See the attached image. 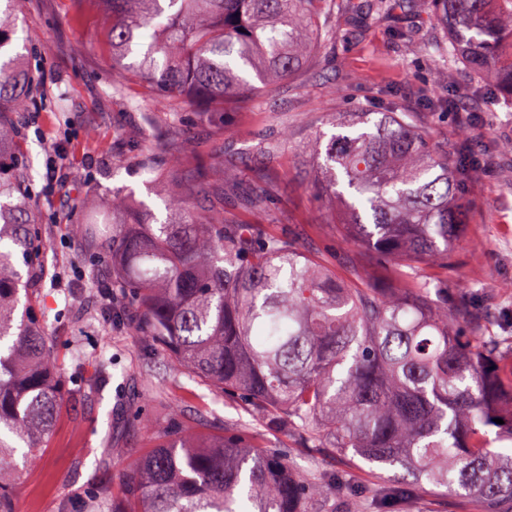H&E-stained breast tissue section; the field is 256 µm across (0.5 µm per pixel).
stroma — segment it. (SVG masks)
Masks as SVG:
<instances>
[{
	"label": "stroma",
	"instance_id": "35a3bbf8",
	"mask_svg": "<svg viewBox=\"0 0 512 512\" xmlns=\"http://www.w3.org/2000/svg\"><path fill=\"white\" fill-rule=\"evenodd\" d=\"M74 0H22L15 45L48 95L18 117L23 148L32 168L30 205L44 221V288L33 295L35 311L50 329H63L54 346L66 401L39 460L16 453L19 476L13 486L17 512H57L61 502L91 499V477L99 466L111 473L109 500L123 507V489L137 458L175 433L206 437L240 432L266 444L289 448L299 469H307L311 449L280 436H261L245 402L221 397L180 371L167 353L147 349L135 315L123 327L102 316L100 290L64 297V285L97 276L111 281L99 244L73 236L72 225L100 211L113 188L130 192L164 216L170 191L165 180L177 170L193 202L201 208L223 204L241 220L258 219L269 231L287 229L305 248L343 279L361 275L391 281L386 264L346 240L327 223L328 203L311 185L312 170L302 147L316 132H330L341 112L391 108L410 113L440 144L466 142L481 164L461 182L459 194L469 224L448 273V300L467 299L482 318L480 327L498 336L512 334V103L490 87L475 88L464 67L445 71L433 54L397 40L408 28L432 42L443 39L420 0L375 18L368 0H337L330 23L335 43L314 54L293 78L268 87L257 84L248 107L199 112L154 94L125 65L106 62L95 50L99 20L76 21ZM141 103L129 112L112 99L113 81ZM466 91L481 101V125L462 130L447 109H425L430 89ZM161 123L156 142L157 173H139L132 163L149 120ZM287 127L283 163L261 177L245 170L263 135ZM68 156L54 177L46 159L58 147ZM262 192L263 212L233 204L234 195ZM109 363L104 391L88 386L99 360Z\"/></svg>",
	"mask_w": 512,
	"mask_h": 512
}]
</instances>
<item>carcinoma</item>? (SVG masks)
I'll use <instances>...</instances> for the list:
<instances>
[{
    "mask_svg": "<svg viewBox=\"0 0 512 512\" xmlns=\"http://www.w3.org/2000/svg\"><path fill=\"white\" fill-rule=\"evenodd\" d=\"M107 20L101 54L140 60L127 70L199 112L248 101L252 74L266 85L293 77L336 39L325 16L336 0H76ZM445 44L439 67L463 65L479 84L512 98V0H426ZM20 0H0V429L36 459L65 393L49 331L21 299L39 290L44 242L28 203L31 170L16 119L39 85L14 50ZM336 132L306 146L315 188L337 206L330 219L354 244L400 270L380 288L323 268L287 230L267 232L203 211L174 189L166 216L135 204L121 188L106 206L112 223V292L107 313H138L143 339L218 395L242 396L271 434L319 460L300 471L284 448L234 438H175L137 465L125 512H371L414 500L421 487L467 500L469 512H512V453L489 447L487 429L512 442V335H465V304L423 274L448 269L468 223L458 186L472 166L460 149L432 142L403 112H341ZM157 125L144 133L135 166L155 172ZM262 165L281 162L278 140L256 147ZM350 190L346 198L338 187ZM500 418L498 424L494 419ZM15 446L0 435V512H16ZM401 467L410 483L386 491L324 459Z\"/></svg>",
    "mask_w": 512,
    "mask_h": 512,
    "instance_id": "cac0c4a2",
    "label": "carcinoma"
}]
</instances>
